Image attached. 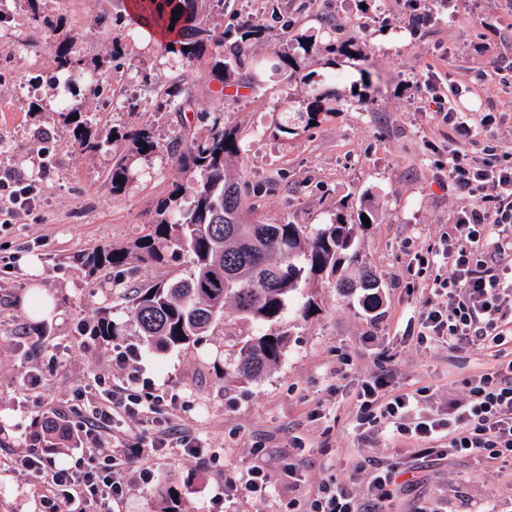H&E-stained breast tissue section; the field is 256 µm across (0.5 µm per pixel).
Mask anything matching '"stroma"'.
<instances>
[{
	"label": "stroma",
	"mask_w": 512,
	"mask_h": 512,
	"mask_svg": "<svg viewBox=\"0 0 512 512\" xmlns=\"http://www.w3.org/2000/svg\"><path fill=\"white\" fill-rule=\"evenodd\" d=\"M130 2L20 0L13 16L0 21V173L23 169L40 183L33 213L0 228V512H39L43 477L13 472L9 462L27 451L39 420L67 409L77 390L99 377L116 381L121 371L113 355L132 345L141 347L157 389L179 395L181 419L208 451L202 457L161 451L149 482L139 462L126 464L118 473L127 489L120 512H160L170 486L182 493V512H288L289 497L306 499L332 474L363 495L368 474L355 466L365 459L406 470L380 512H512V474L467 457H416L401 441L361 443L352 431L354 392L336 389L344 360H351L357 381L389 362L401 389L428 387L418 413L440 414L464 397L466 378L492 364L486 350L452 352L407 335L420 296L405 285L433 280L435 269L420 268L414 256L438 244L465 203L436 167L453 144L432 95L463 112L493 113L496 136L512 147V14L501 0H457L451 15L438 0H426L433 20L415 32L398 0H228L224 30L250 23L263 36L251 47L256 89L225 97L209 58L183 67L151 26L133 27ZM299 34L309 46L297 51V62L310 80L290 84L277 53ZM347 42L362 58L329 57L328 44ZM64 47L95 74L120 81L130 97L142 96L144 80L162 85L187 73L190 111L156 112L143 101L130 112L119 99L99 111L90 98L92 128L143 129L165 144L183 129L206 135L212 118L223 115L242 141L227 160L229 174L267 187L246 211L248 222L328 224L340 210L371 208L374 218L360 230L358 249L381 279L377 313L326 282L301 289L277 325L288 337L281 360L253 381L234 372L230 337L249 326L233 313L190 349L143 345L130 291L114 282L129 275L145 285L176 275V268L137 262L92 272L75 257L123 248L148 233L159 203L188 174L167 154L142 155L133 180L113 191L111 152L82 150L50 84ZM114 48L120 57L112 61ZM493 59L501 73L474 85L475 72ZM416 81L422 89H413ZM322 92L328 110L307 122L300 112ZM28 254L42 263L38 281L55 303L54 316L29 312L31 280L21 264ZM103 311L122 324L120 336L107 342L88 331ZM32 372L44 378L36 392L26 387ZM317 407L323 417L314 421ZM297 437L312 452L301 463L303 483L292 491L286 463ZM258 463L269 486L262 496L245 488Z\"/></svg>",
	"instance_id": "obj_1"
}]
</instances>
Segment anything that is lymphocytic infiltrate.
I'll use <instances>...</instances> for the list:
<instances>
[{
	"instance_id": "f902f5d3",
	"label": "lymphocytic infiltrate",
	"mask_w": 512,
	"mask_h": 512,
	"mask_svg": "<svg viewBox=\"0 0 512 512\" xmlns=\"http://www.w3.org/2000/svg\"><path fill=\"white\" fill-rule=\"evenodd\" d=\"M448 179L468 202L456 211L439 245L416 258L418 264L440 269L418 309L417 338L433 336L452 349L479 345L492 351L494 362L468 380L465 398L450 402L443 418L416 414L423 389L400 391L394 369L381 368L357 383L353 430L363 442L381 437L411 442L418 456L469 457L511 470L512 359L500 348L512 334V152L488 161L455 151L448 156ZM445 268L450 271L446 277L441 274ZM141 360L137 347L118 351L119 383H98L92 408L73 403L82 422L72 430L71 465H59L46 453L14 460L16 471L44 475L43 512H117L126 495L117 473L129 449H137L148 481L154 477L153 453L165 448L202 452L204 441L178 416L145 428L165 400L155 395ZM165 402L177 404L173 398ZM123 415L139 418V425L115 430ZM400 474L398 464H374L361 497L345 482L328 477L306 512H368L365 501L389 499Z\"/></svg>"
}]
</instances>
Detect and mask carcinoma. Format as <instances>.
<instances>
[{"label": "carcinoma", "mask_w": 512, "mask_h": 512, "mask_svg": "<svg viewBox=\"0 0 512 512\" xmlns=\"http://www.w3.org/2000/svg\"><path fill=\"white\" fill-rule=\"evenodd\" d=\"M138 18L171 31L172 52L187 64L200 59L212 45L211 30L205 17L224 14V0H137ZM181 8L174 15L172 11ZM260 28L240 25L228 36L229 47L219 39L211 53V70L223 84L252 87L251 79H235L247 68L248 44L262 37ZM280 70L286 79L297 78L298 64L291 49L277 53ZM80 60L64 50L56 59V70L69 76ZM72 80L62 110L76 117L75 139L85 151H113L109 173L112 190L120 191L132 180V159L158 149L150 134L139 130L122 133L112 139L92 137L89 119L83 117L78 103L81 90L102 105L112 102V93L90 83ZM152 107L156 112H183L192 104L187 77L180 74L169 84L151 87ZM132 142V151L118 150V144ZM166 151L177 157L180 165L194 171L196 178L177 184L159 205L158 219L149 233L137 239L127 250L94 249L83 256L89 268L119 266L133 257L143 263L169 266L189 256L181 273L138 289L131 297L133 319L144 344L187 349L199 337L224 322L226 305L238 318L255 330L233 340L237 347L238 374L246 379L261 377L284 354L286 336L271 330L279 323L288 302L298 290L323 278L333 279L343 294L360 291L364 310L374 312L380 305V279L359 262L355 247L363 212L352 218L342 212L331 224H244L243 208H254L259 189H243L227 177L224 159L240 151L238 132L224 125L221 117L213 119L204 137L178 135ZM91 335L104 341L119 335V327L103 312L94 321ZM48 446L66 439L65 427L52 416L41 422Z\"/></svg>", "instance_id": "1"}]
</instances>
